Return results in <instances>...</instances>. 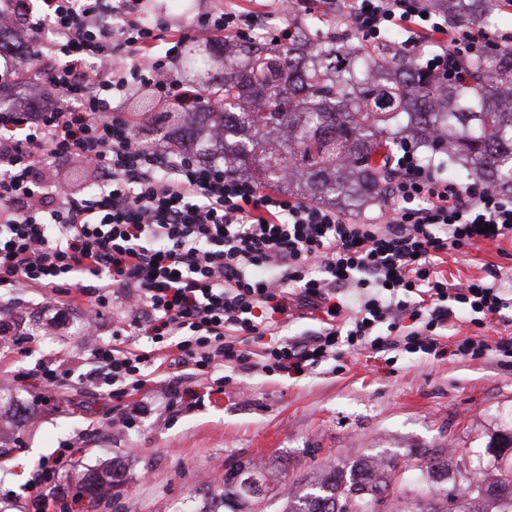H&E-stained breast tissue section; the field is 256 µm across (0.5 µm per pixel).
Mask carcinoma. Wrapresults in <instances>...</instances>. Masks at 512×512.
I'll return each mask as SVG.
<instances>
[{
  "label": "carcinoma",
  "mask_w": 512,
  "mask_h": 512,
  "mask_svg": "<svg viewBox=\"0 0 512 512\" xmlns=\"http://www.w3.org/2000/svg\"><path fill=\"white\" fill-rule=\"evenodd\" d=\"M448 25L491 21L502 0H428ZM339 0H325L310 26L291 23L288 41H245L235 52L211 45L190 49L188 77L205 96L191 112L138 113L157 141L196 146L197 125L222 129L224 160L253 175L265 187L343 210H361L380 200L400 146L411 143L425 158L448 155L451 172L512 193V46L498 45L467 60L469 81L451 80L427 67V48L407 55L397 38L385 34L363 49L322 32L336 28ZM448 475V459L438 449L389 458L381 471L359 467L350 476L331 473L299 501L280 512H375L372 501L399 497L411 512H512V461L499 465L494 480L474 476L465 490L425 500L414 474ZM118 481L110 467L82 479L92 496ZM276 476L254 461L227 470L193 512H254L270 500ZM426 505H421L422 501Z\"/></svg>",
  "instance_id": "carcinoma-1"
}]
</instances>
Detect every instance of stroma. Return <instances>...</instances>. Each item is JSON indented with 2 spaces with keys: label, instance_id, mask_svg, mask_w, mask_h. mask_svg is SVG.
<instances>
[{
  "label": "stroma",
  "instance_id": "35a3bbf8",
  "mask_svg": "<svg viewBox=\"0 0 512 512\" xmlns=\"http://www.w3.org/2000/svg\"><path fill=\"white\" fill-rule=\"evenodd\" d=\"M39 178L81 195L97 174L74 156L43 167ZM439 269L455 284L482 278L512 288V240L448 254ZM47 314L46 297L32 293L20 307L0 309V325L23 346L0 354V372L10 375L7 389L18 403L6 420L7 452L0 456V512H33L22 488L65 443L72 446V468L113 460L120 481L96 499L59 476L46 488L49 512H172L200 504L229 466L246 460L285 462L280 492L292 497L332 468L349 472L380 455L440 448L448 455L447 483L457 485L459 470L491 469L492 445L512 432V363L498 352L475 361L403 353L389 364L363 350L349 354L338 372L329 363L306 375L242 372L247 392L228 388L173 414L159 402L140 430L100 433L112 401L68 383L54 401L39 403L34 371L54 358L62 370L83 372L87 347L111 342L112 314L104 312L92 336L79 330L81 305H72L55 330L44 329Z\"/></svg>",
  "mask_w": 512,
  "mask_h": 512
}]
</instances>
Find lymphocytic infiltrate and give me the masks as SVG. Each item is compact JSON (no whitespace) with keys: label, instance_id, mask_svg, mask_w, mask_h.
<instances>
[{"label":"lymphocytic infiltrate","instance_id":"obj_1","mask_svg":"<svg viewBox=\"0 0 512 512\" xmlns=\"http://www.w3.org/2000/svg\"><path fill=\"white\" fill-rule=\"evenodd\" d=\"M44 5L20 26L31 64L6 62L0 80L20 93L50 86L65 102L0 113V289L49 292L50 329L66 304L85 302L93 321L121 298L111 343L90 350L109 399L123 403L113 424L139 428L151 384L172 409L196 400V387L223 392L234 371L310 374L353 350L512 358V337L441 341L456 309L494 316L512 308V292L482 279L453 285L438 269L442 254L512 238V195L442 178L406 150L385 220L353 222L222 166L144 149L114 100L135 85L180 92L172 65L183 42L240 32L253 15L207 11L164 35L144 20L143 0ZM346 16L368 42L398 28L411 46L433 44L428 66L459 81L466 58L493 44L479 23L438 22L423 0H346ZM73 155L97 170L93 192L38 183L40 167ZM291 311L318 315L322 330L282 335ZM142 339L147 349H131ZM185 370L196 387L183 385Z\"/></svg>","mask_w":512,"mask_h":512}]
</instances>
